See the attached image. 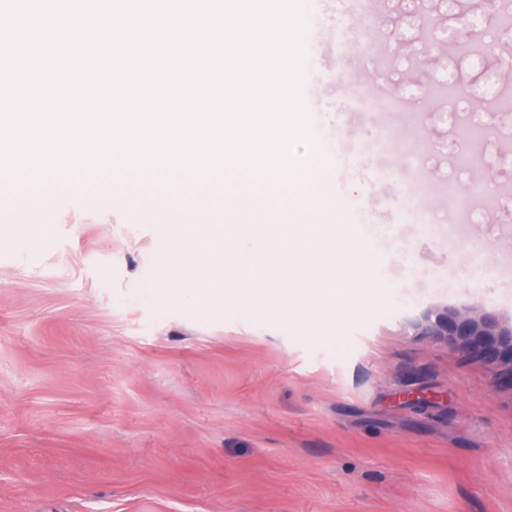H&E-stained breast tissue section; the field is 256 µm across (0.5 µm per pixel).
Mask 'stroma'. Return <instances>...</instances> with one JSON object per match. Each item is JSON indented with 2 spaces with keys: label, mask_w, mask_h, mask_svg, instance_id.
<instances>
[{
  "label": "stroma",
  "mask_w": 512,
  "mask_h": 512,
  "mask_svg": "<svg viewBox=\"0 0 512 512\" xmlns=\"http://www.w3.org/2000/svg\"><path fill=\"white\" fill-rule=\"evenodd\" d=\"M497 10L427 0L441 28L416 70L397 0L378 19L318 0L302 100L310 129L352 154L321 179L376 259L380 286L359 311L312 303L294 328L261 306L186 305L163 285L160 223L58 196V175L14 186L42 192L53 231L20 212L18 230L0 227V512H512V389H492L478 355L426 333L448 306L512 324V195L483 179L512 149V119L472 116L493 131L454 158L456 126L424 93L450 69L462 107L487 80L512 86L497 54L448 61L470 15L490 23ZM350 85L378 87L381 106L322 127ZM380 132L394 145L375 154L366 144ZM221 175L272 208L291 193ZM448 183L469 200L449 205ZM407 196L425 222L402 216ZM412 389L435 406L404 407Z\"/></svg>",
  "instance_id": "obj_1"
}]
</instances>
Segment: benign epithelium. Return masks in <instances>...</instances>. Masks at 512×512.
Instances as JSON below:
<instances>
[{
  "instance_id": "obj_1",
  "label": "benign epithelium",
  "mask_w": 512,
  "mask_h": 512,
  "mask_svg": "<svg viewBox=\"0 0 512 512\" xmlns=\"http://www.w3.org/2000/svg\"><path fill=\"white\" fill-rule=\"evenodd\" d=\"M444 315L456 316L454 327L444 330L437 325L430 328L429 335L445 337L450 347L473 348L488 367L491 387L512 385V327L503 328L495 317L477 311L457 314L450 306Z\"/></svg>"
}]
</instances>
